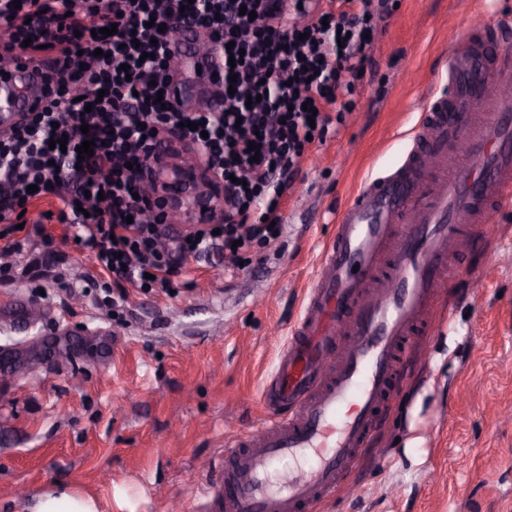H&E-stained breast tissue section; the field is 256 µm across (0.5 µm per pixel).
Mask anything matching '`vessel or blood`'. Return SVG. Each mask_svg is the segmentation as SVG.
I'll list each match as a JSON object with an SVG mask.
<instances>
[{
	"instance_id": "b4317fda",
	"label": "vessel or blood",
	"mask_w": 512,
	"mask_h": 512,
	"mask_svg": "<svg viewBox=\"0 0 512 512\" xmlns=\"http://www.w3.org/2000/svg\"><path fill=\"white\" fill-rule=\"evenodd\" d=\"M176 51L199 82L216 68ZM0 129L36 106L35 66L5 65ZM419 150L367 179L336 212L300 319L261 388L267 419L224 448L220 512H315L368 455L405 358L433 336L448 258L473 245L466 224L512 206V28L465 30L446 78L420 106ZM465 150H457L458 141Z\"/></svg>"
}]
</instances>
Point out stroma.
<instances>
[{
	"label": "stroma",
	"instance_id": "1",
	"mask_svg": "<svg viewBox=\"0 0 512 512\" xmlns=\"http://www.w3.org/2000/svg\"><path fill=\"white\" fill-rule=\"evenodd\" d=\"M355 110L305 154L279 236L242 266L188 258L172 294L131 290L120 318L77 228L36 203L0 261V512L20 497L121 493L123 512H213L195 496L224 442L260 428L259 393L303 310L337 209L412 145L456 32L512 0H397ZM454 257L447 322L408 360L350 495L320 512H512V208ZM23 488L16 496L14 488Z\"/></svg>",
	"mask_w": 512,
	"mask_h": 512
}]
</instances>
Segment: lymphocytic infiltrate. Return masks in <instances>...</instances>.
I'll use <instances>...</instances> for the list:
<instances>
[{"mask_svg": "<svg viewBox=\"0 0 512 512\" xmlns=\"http://www.w3.org/2000/svg\"><path fill=\"white\" fill-rule=\"evenodd\" d=\"M389 12V0H0V65L29 53L44 99L0 132V254L20 249L13 234L34 199H50L111 274L119 313L129 288L173 289L186 258L213 244L235 258V241L270 242L306 151L326 138L330 106L353 111L338 92L354 91ZM173 27L203 34L207 57L236 76L222 111L175 107ZM231 44L242 62L230 63ZM61 138L65 149L50 148ZM87 139L93 154L82 159ZM173 140L224 183L223 217L185 234L150 217L142 195V165Z\"/></svg>", "mask_w": 512, "mask_h": 512, "instance_id": "f902f5d3", "label": "lymphocytic infiltrate"}]
</instances>
